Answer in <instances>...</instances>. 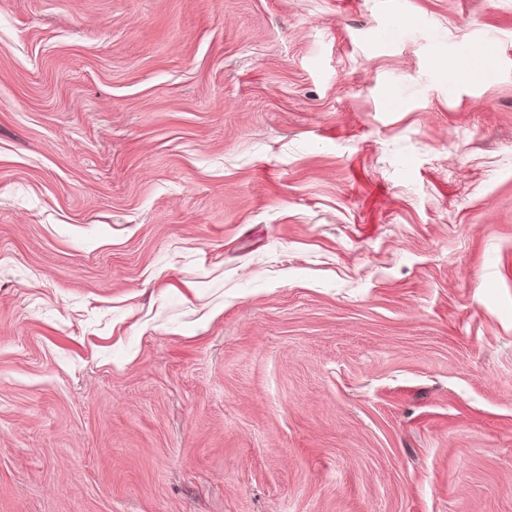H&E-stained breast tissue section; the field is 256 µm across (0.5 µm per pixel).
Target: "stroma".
<instances>
[{
	"label": "stroma",
	"instance_id": "1",
	"mask_svg": "<svg viewBox=\"0 0 512 512\" xmlns=\"http://www.w3.org/2000/svg\"><path fill=\"white\" fill-rule=\"evenodd\" d=\"M0 512H512V0H0Z\"/></svg>",
	"mask_w": 512,
	"mask_h": 512
}]
</instances>
